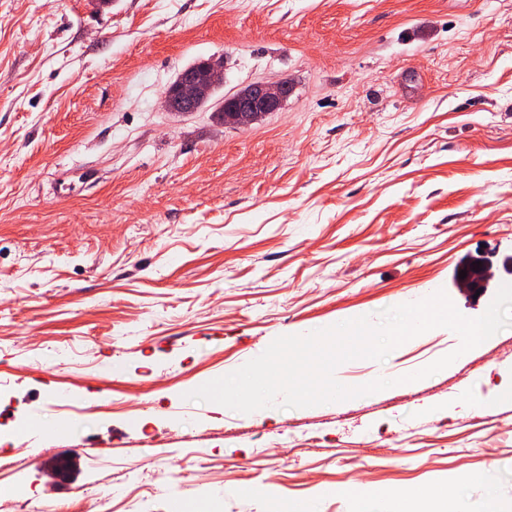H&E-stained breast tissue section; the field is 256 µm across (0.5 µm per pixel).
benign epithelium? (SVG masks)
<instances>
[{
	"mask_svg": "<svg viewBox=\"0 0 512 512\" xmlns=\"http://www.w3.org/2000/svg\"><path fill=\"white\" fill-rule=\"evenodd\" d=\"M223 82V73L219 64L212 59H202L183 70L176 82L164 92L163 104L171 112L195 111V103L209 94L212 89ZM291 84L282 79L275 83H252L242 91L224 97L221 106L224 111L225 124L237 128H248L260 119L261 113L277 111L288 98ZM494 254L480 252L471 257L462 266L467 276L455 278L456 287L474 295L486 294L494 287Z\"/></svg>",
	"mask_w": 512,
	"mask_h": 512,
	"instance_id": "7a95c632",
	"label": "benign epithelium"
}]
</instances>
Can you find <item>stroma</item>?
Segmentation results:
<instances>
[{
	"instance_id": "35a3bbf8",
	"label": "stroma",
	"mask_w": 512,
	"mask_h": 512,
	"mask_svg": "<svg viewBox=\"0 0 512 512\" xmlns=\"http://www.w3.org/2000/svg\"><path fill=\"white\" fill-rule=\"evenodd\" d=\"M209 58L221 93L291 92L246 129L166 110ZM485 250L512 255V0H0V512H357L355 484L512 512V327L416 382L457 334L343 363L394 382L343 402L187 397L432 289L479 317L453 278Z\"/></svg>"
}]
</instances>
